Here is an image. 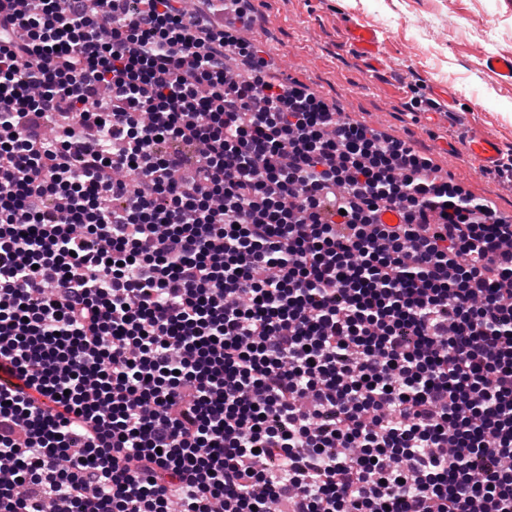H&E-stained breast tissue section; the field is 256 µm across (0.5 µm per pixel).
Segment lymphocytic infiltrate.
Listing matches in <instances>:
<instances>
[{"mask_svg": "<svg viewBox=\"0 0 512 512\" xmlns=\"http://www.w3.org/2000/svg\"><path fill=\"white\" fill-rule=\"evenodd\" d=\"M39 2L0 512H512V221L183 0Z\"/></svg>", "mask_w": 512, "mask_h": 512, "instance_id": "obj_1", "label": "lymphocytic infiltrate"}]
</instances>
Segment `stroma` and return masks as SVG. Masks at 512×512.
Wrapping results in <instances>:
<instances>
[{
    "instance_id": "obj_1",
    "label": "stroma",
    "mask_w": 512,
    "mask_h": 512,
    "mask_svg": "<svg viewBox=\"0 0 512 512\" xmlns=\"http://www.w3.org/2000/svg\"><path fill=\"white\" fill-rule=\"evenodd\" d=\"M265 20L257 40L286 76L311 85L367 126L427 147L440 175L512 216V176L481 170L468 153L449 157L448 142L477 127L512 150V82L484 60L512 55V0H255ZM375 30L379 62L351 49V23ZM455 89L446 121H437V91Z\"/></svg>"
}]
</instances>
